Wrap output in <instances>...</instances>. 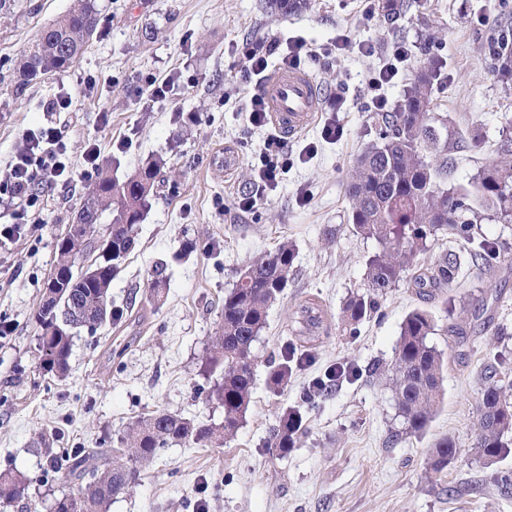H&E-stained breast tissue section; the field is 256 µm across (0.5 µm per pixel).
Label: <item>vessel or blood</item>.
<instances>
[{
    "label": "vessel or blood",
    "mask_w": 512,
    "mask_h": 512,
    "mask_svg": "<svg viewBox=\"0 0 512 512\" xmlns=\"http://www.w3.org/2000/svg\"><path fill=\"white\" fill-rule=\"evenodd\" d=\"M262 95L274 128L286 138L312 124L323 100V92L314 77L293 67L270 72L263 82Z\"/></svg>",
    "instance_id": "vessel-or-blood-1"
}]
</instances>
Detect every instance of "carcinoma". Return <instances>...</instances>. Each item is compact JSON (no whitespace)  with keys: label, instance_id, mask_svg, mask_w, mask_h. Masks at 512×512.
<instances>
[{"label":"carcinoma","instance_id":"1","mask_svg":"<svg viewBox=\"0 0 512 512\" xmlns=\"http://www.w3.org/2000/svg\"><path fill=\"white\" fill-rule=\"evenodd\" d=\"M282 13H297L309 7V0H269ZM413 6V0H377L375 9L390 30ZM96 0H75L73 7L45 27L20 55L16 64L15 92L36 85L48 76L64 71L90 45L96 26ZM489 67L505 91L512 90V11L504 10L488 30L483 44ZM444 63L433 56L418 63L410 84L391 112H377L375 142L356 159L346 182L349 219L357 233L376 240L380 250L367 263L366 288L351 297L343 308V320L355 325L374 313L378 300L386 296L410 272L409 285L423 294L427 289L453 291L461 263L448 251L429 271L418 268V254L427 241L442 232L450 242L467 251L476 277L489 274L500 262L499 252L489 243H474L475 226L489 217L512 220V137H504L497 156L483 165L465 187L443 188L439 179L447 174L451 153L476 148L482 141L479 130L460 139L448 131V120L433 112L436 92L442 82ZM163 163L148 161L124 180L120 188L109 167L98 170L92 188L84 198L78 223L57 238V266L72 255L94 257L97 273L63 277L59 287H47L34 315L39 368L64 375L69 368L73 338L80 329L91 334L119 316L112 308L110 288L120 273L135 239L136 227L144 218ZM111 219L112 256L96 249V226L103 216ZM295 249L285 241L274 250L246 263L236 271L234 286L224 295L222 322L209 339L207 372L222 368L220 379L209 386L208 401L223 408V422L196 423L178 414L156 409L139 417L117 438V447L52 448L44 445V478H62L69 490L44 505L45 512H107L116 496L127 492L140 477L141 469L158 459L161 449L173 445L219 448L234 437L244 420L254 386L256 356L253 344L266 325L269 307L287 288ZM300 335L315 334L322 324L314 304L298 311ZM436 327L425 310L410 312L401 325L394 360L374 368L392 391L402 429L420 434L427 428L444 399L443 379L448 370L445 352L428 343ZM448 350L467 335L464 320L446 327ZM292 350L284 349L282 359L268 360V380L279 389L292 374ZM485 386L480 418L473 443L476 453L494 459L512 451L507 436L512 434V383L504 387L497 368L484 366ZM329 373L317 377L301 393L299 401L285 410L272 428L266 447L284 458L298 447L306 433V414L328 391ZM435 472L448 467L459 453L457 444L444 437L435 443ZM32 479L10 470L0 472V499L19 502L29 499Z\"/></svg>","mask_w":512,"mask_h":512}]
</instances>
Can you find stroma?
<instances>
[{
    "label": "stroma",
    "mask_w": 512,
    "mask_h": 512,
    "mask_svg": "<svg viewBox=\"0 0 512 512\" xmlns=\"http://www.w3.org/2000/svg\"><path fill=\"white\" fill-rule=\"evenodd\" d=\"M373 3L312 0L310 10L285 15L267 0H97L85 54L20 95L12 84L20 53L73 0H25L21 14L0 18V178L26 136L43 127L66 144L73 172L71 181L42 188L45 207L35 223L0 236V323L11 327L0 335V471L37 478L43 434L58 448H91L156 408L197 422L221 420V408L200 388L208 383L202 363L224 295L238 268L287 241L296 252L292 275L254 344L255 386L237 434L220 448L165 449L110 512H194L199 499L205 512H512V496L491 480L512 472V453L490 461L471 451L485 385L481 363L501 358L502 377L512 382V223L492 218L478 226L480 238L500 246V262L485 281L465 273L452 294L426 296L403 280L356 330L341 319L349 296L363 292L366 263L379 250L356 233L345 193L349 169L375 139L368 77L388 62L393 44L412 51L435 32L434 52L448 78L434 110L457 136L475 126L484 133L478 148L455 155L444 181L467 185L494 157L497 142L512 136V93H504L482 50L501 5L512 8V0H416L394 36ZM344 35L353 43L349 50L301 62L326 94L344 93L346 109L336 115L342 138L325 142L322 122L314 120L288 142L295 153L314 144L311 158L282 174L254 208L240 210V197L256 189L254 166L269 134L248 125L240 110L244 43L301 37L319 47ZM361 42L372 53H360ZM150 77L167 81L165 98L141 94ZM64 92L71 108L52 110ZM91 144L99 164H111L119 179L162 158L163 181L112 282V305L122 319L93 334L80 331L69 371L59 378L38 367L32 316L56 263V240L75 222L91 186L81 176ZM304 191L310 199L303 204ZM187 240L196 241L194 250L183 251ZM159 263L166 288L156 306L148 285ZM449 297L475 316L448 359L443 405L423 434L405 435L391 391L370 369L392 361L400 325L415 309L433 313L429 343L446 349ZM309 302L323 311L307 345L312 356L294 364L286 386L271 389L267 361L295 341L296 312ZM502 325L508 335H498ZM349 365L362 376L339 378L308 414L298 448L272 457L265 443L282 411L312 379ZM442 437L460 452L436 473L429 463Z\"/></svg>",
    "instance_id": "1"
}]
</instances>
